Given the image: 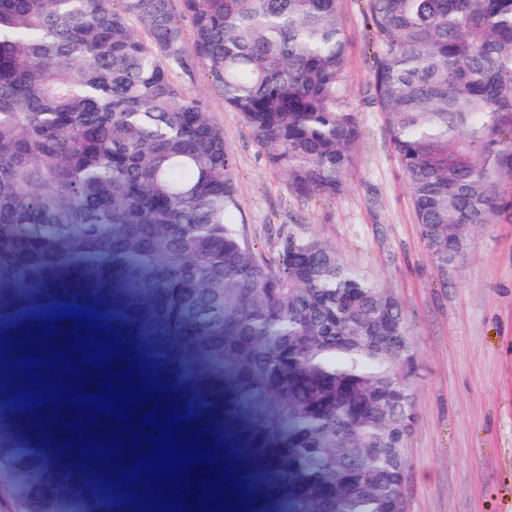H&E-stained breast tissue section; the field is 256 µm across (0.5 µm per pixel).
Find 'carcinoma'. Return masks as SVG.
I'll list each match as a JSON object with an SVG mask.
<instances>
[{"instance_id": "1", "label": "carcinoma", "mask_w": 512, "mask_h": 512, "mask_svg": "<svg viewBox=\"0 0 512 512\" xmlns=\"http://www.w3.org/2000/svg\"><path fill=\"white\" fill-rule=\"evenodd\" d=\"M381 53L371 89L425 248L441 277L512 181V0H365ZM193 33L185 44L183 19ZM338 0H0V505L115 512L130 491L93 475L34 407L66 351L102 335L118 371L224 447V395L267 464L252 512H400L415 356L400 303L335 247L294 231L277 257L235 220L234 157L184 83L207 68L269 165L334 200L354 163ZM94 312L102 334L51 318ZM55 328L47 334L41 323ZM134 359L129 360L127 356ZM27 397V407L15 399ZM67 418L59 420V414ZM123 490H118L119 483Z\"/></svg>"}]
</instances>
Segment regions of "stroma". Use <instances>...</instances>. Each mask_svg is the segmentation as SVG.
<instances>
[{
    "label": "stroma",
    "mask_w": 512,
    "mask_h": 512,
    "mask_svg": "<svg viewBox=\"0 0 512 512\" xmlns=\"http://www.w3.org/2000/svg\"><path fill=\"white\" fill-rule=\"evenodd\" d=\"M340 9L348 108L361 137L336 200L302 195L271 168L205 69L196 68L188 89L224 131L238 219L254 247L273 255L288 231L315 235L402 305L418 366L406 512H512V207L475 228L459 262L439 276L371 99L378 44L364 2L340 0Z\"/></svg>",
    "instance_id": "1"
}]
</instances>
